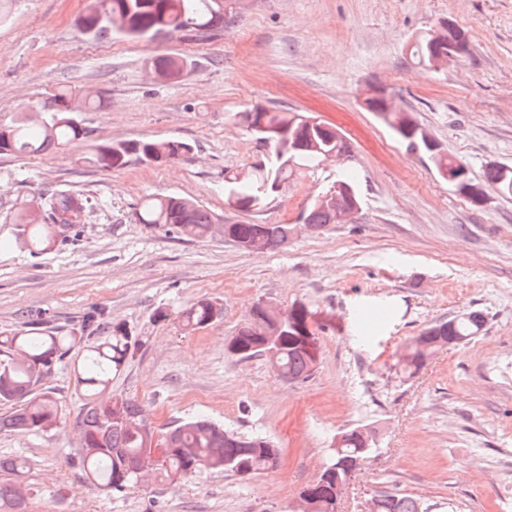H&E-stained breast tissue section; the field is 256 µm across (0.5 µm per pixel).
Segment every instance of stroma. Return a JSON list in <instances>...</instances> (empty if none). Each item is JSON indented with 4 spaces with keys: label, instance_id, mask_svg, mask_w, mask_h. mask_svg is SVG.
I'll return each instance as SVG.
<instances>
[{
    "label": "stroma",
    "instance_id": "35a3bbf8",
    "mask_svg": "<svg viewBox=\"0 0 512 512\" xmlns=\"http://www.w3.org/2000/svg\"><path fill=\"white\" fill-rule=\"evenodd\" d=\"M232 2L233 24L205 39L95 40L79 31L85 0H13L0 21V123L62 85L99 92L102 106L78 110L87 134L64 151L0 156V331L39 320L66 333L104 310L144 341L114 394L155 427L205 417L265 436L280 461L251 479L201 471L101 493L79 468L85 399L66 360L42 382L59 402L57 426L0 432V457L30 461L27 512H295L337 434L356 427L372 430L375 445L339 512H370L384 492L429 512H512V198L492 191L473 205L362 105L369 89L383 90L475 181L489 164L512 166V0ZM448 20L467 30L469 54L437 68L412 61V38ZM165 55L186 60L180 78L153 73ZM258 106L324 120L352 152L297 162L242 212L226 181L269 160L237 117ZM140 139L194 150L160 166L90 161L94 144ZM347 169L358 210L274 251L219 236L185 241L136 216L143 197L177 195L230 223L294 224ZM49 185L83 194L91 209L77 236L33 254L16 240L15 204ZM199 299L224 316L185 332L180 314ZM260 300L314 313L321 353L307 379L228 352ZM472 310L486 317L477 337L439 350L414 376L396 369L412 337Z\"/></svg>",
    "mask_w": 512,
    "mask_h": 512
}]
</instances>
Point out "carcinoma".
Segmentation results:
<instances>
[{"instance_id": "carcinoma-1", "label": "carcinoma", "mask_w": 512, "mask_h": 512, "mask_svg": "<svg viewBox=\"0 0 512 512\" xmlns=\"http://www.w3.org/2000/svg\"><path fill=\"white\" fill-rule=\"evenodd\" d=\"M233 17L223 8L221 0H90L79 22L82 34L103 39L118 31L130 38L158 36H211L212 32L230 25ZM443 45L456 47L454 57L470 51L467 31L443 25L441 41L432 42L426 34L416 38L412 55L421 63L431 64V55ZM162 77L175 79L184 71V61L167 56L153 63ZM77 93L64 86L45 104L35 102L18 113L9 124L0 123L8 138L0 140V155L35 156L65 148L72 138L87 134L85 127L73 115L72 101ZM371 111L412 151L428 154L436 170L453 164L448 154L433 155L423 149L417 134L418 124L410 113L392 105L373 107ZM254 115L265 118L266 125L282 130L283 143L289 153L279 152V145L267 144L271 157L267 164L254 168L243 179L232 178L231 192L238 197L259 200L275 185L285 181L290 163L300 160L319 165L333 157L346 156L350 146L346 138L324 121L298 112L256 107L238 113L239 120L257 140L264 135L252 128ZM192 151V145L176 140H134L102 143L95 147L91 163L103 169L121 168L134 157L142 163L161 165ZM505 165L488 166L482 187L503 196H512V167L503 173ZM87 200L79 193L48 186L39 200L22 203L14 215L19 226L18 236L32 253H43L64 241L68 234L84 222ZM136 216L139 223L150 228H165L187 240H203L211 236L214 224L224 223L196 201L180 196H149L141 200ZM303 222L323 228L339 223L337 213L314 202L302 215ZM233 236L250 245L252 251H270L284 246L286 224L232 225ZM215 304L199 300L187 306L180 322L187 332L201 330L213 324ZM485 316L480 311L456 315L425 328L421 335L434 342L444 339L458 345L482 331ZM267 318L251 312L237 331L245 343L263 335ZM89 329L100 331L95 341L85 336ZM142 346V339L122 324H107L104 313L93 311L85 316L79 331L61 333L29 323L18 330L0 332V404L10 405V411L0 415V432L15 429L44 431L52 427L58 414V402L49 393L39 390L41 381L54 363L82 357L83 371L78 382L88 392V402L80 416L82 441L81 463L84 482L100 491L122 492L139 484L132 470L144 452V434L151 431L142 410L131 399L110 392L112 380L123 370L127 361ZM276 366L290 380L305 379L312 371L308 352L291 343V337L276 349ZM230 431L197 417L167 427L168 447L163 462L155 469V482L177 481L201 470L232 473L243 478L256 477L274 468L280 458L279 449L261 435L244 436L246 448H231L225 444ZM343 445L333 450L329 462L317 479L308 485L311 494L323 503L322 512H337L336 481H346L372 453L373 439L368 431L355 428L341 433ZM30 468L29 460L17 456L0 459V512H26V490L23 479ZM374 512H422L417 499L405 494H383L375 498Z\"/></svg>"}]
</instances>
